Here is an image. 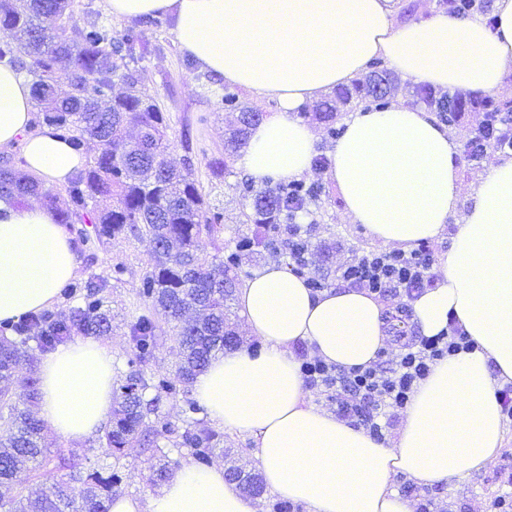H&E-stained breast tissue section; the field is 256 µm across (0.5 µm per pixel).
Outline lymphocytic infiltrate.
Wrapping results in <instances>:
<instances>
[{
  "label": "lymphocytic infiltrate",
  "instance_id": "obj_1",
  "mask_svg": "<svg viewBox=\"0 0 512 512\" xmlns=\"http://www.w3.org/2000/svg\"><path fill=\"white\" fill-rule=\"evenodd\" d=\"M430 266L429 257L416 249L370 252L340 266L337 277L350 287L387 300H411L434 287ZM396 345L395 365L388 369L374 364L346 370L305 357L300 372L308 386L323 389L335 400L338 418L378 440L385 411L405 408L417 384L437 361L474 348L469 336L454 325L437 336L397 337Z\"/></svg>",
  "mask_w": 512,
  "mask_h": 512
}]
</instances>
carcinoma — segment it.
<instances>
[{"mask_svg": "<svg viewBox=\"0 0 512 512\" xmlns=\"http://www.w3.org/2000/svg\"><path fill=\"white\" fill-rule=\"evenodd\" d=\"M439 6L460 18L482 8L480 0H439ZM69 8V0H0V26L15 34L13 42L0 45V62L14 64L30 82L35 122L56 127L77 149L94 140L99 151L71 177L62 193L43 189L33 176H17L13 156L4 153L0 155V198L21 204L39 197L57 223L91 225L90 235L77 230L83 243L92 237L99 242L119 235L150 238L154 253L139 288L146 313L129 325L134 350L130 364L144 363L152 356L161 320L179 350V385L164 376L149 375L141 367L131 368L115 390L118 406L104 429L105 452L116 459L122 448L145 432L156 437L173 434L175 449L186 450L198 466L207 467L220 439L195 417L196 402L184 400L182 426L176 428L160 417L158 399L146 398V392H186L211 359L233 344L235 330L227 302L239 285L233 270L239 267L241 254L215 255L210 260L204 256L203 238L214 236L223 215L206 201L191 159H185L180 169L167 161L168 118L153 100L140 94L129 67L136 60L140 34L129 29L114 35L112 27L94 22L74 43L66 34ZM62 81L68 91L61 97L57 85ZM117 83L126 85V91L113 93ZM397 85L395 75L376 61L363 78L333 90L318 105L329 138L340 134L335 126L339 108L353 104L383 109ZM411 97L412 104L424 106L448 124L474 109L504 124L512 121V100L506 98L484 95L477 99L458 92L438 97L421 87L413 88ZM221 104L237 113L228 137V151L234 152L246 142L261 114L242 105L232 92L224 93ZM130 128L138 129L137 139H128ZM321 193V186L303 182L260 189L245 184L243 198L252 200L246 221L254 228L251 236L239 241L240 248H275L272 232L281 224L295 223L297 214L316 203ZM107 287V279L91 275L61 290L63 298H76L78 305L0 322V381L15 383L0 391V406L6 409L0 413V485L17 491L6 502L8 512H109L120 492L122 478L117 470L106 475L97 469L83 471L65 454L46 448L41 425L28 410L39 394L38 355L55 350L75 332L100 338L112 330ZM24 365L29 375L20 378L17 371ZM152 458L156 459L151 466L153 481L169 478L167 452L156 447ZM48 467L63 476L35 499L24 495L29 475ZM233 480L254 496L264 489L254 472L236 470Z\"/></svg>", "mask_w": 512, "mask_h": 512, "instance_id": "cac0c4a2", "label": "carcinoma"}]
</instances>
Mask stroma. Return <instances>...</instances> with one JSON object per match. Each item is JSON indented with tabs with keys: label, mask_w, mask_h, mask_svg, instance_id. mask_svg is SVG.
<instances>
[{
	"label": "stroma",
	"mask_w": 512,
	"mask_h": 512,
	"mask_svg": "<svg viewBox=\"0 0 512 512\" xmlns=\"http://www.w3.org/2000/svg\"><path fill=\"white\" fill-rule=\"evenodd\" d=\"M71 5L68 35L73 41H80L83 28L94 20L110 25L117 33L132 26L141 30L146 48L138 52L134 64L138 88L170 118L169 159L179 166L184 158H191L204 194L224 215L213 242L205 247V254L210 257L219 251H234L237 241L250 234L252 227L246 222L247 208L242 198L246 175L233 165L225 171L212 167L214 160L224 156L225 129L233 119L232 113L224 111L220 104L224 84L180 49L168 18L143 17L130 22L117 19L108 11L106 0H71ZM314 180L323 186L324 193L309 213L298 217L308 229L312 244L311 261L305 272L310 277L325 278L329 287L336 288L340 285L336 271L341 265L378 251L379 246L361 225L343 219V202L324 168H317ZM74 248L80 261L79 278L97 274L110 280L107 294L116 319L108 340L112 344L114 374L124 376L132 355L127 324L143 307L138 288L149 268L153 244L146 237L120 235L102 244L78 242ZM505 427L503 448L483 470L447 483L415 486L411 500L417 504L429 502L431 512H489L494 499L512 494V485L507 482L512 475V418L506 420ZM44 436L53 447L75 451L85 468L98 469L115 461L106 456L99 436L80 443L63 440L49 430ZM115 462L123 477L124 495L143 501L156 493L149 454L141 442L124 448Z\"/></svg>",
	"instance_id": "stroma-1"
}]
</instances>
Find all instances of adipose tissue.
<instances>
[{
  "label": "adipose tissue",
  "mask_w": 512,
  "mask_h": 512,
  "mask_svg": "<svg viewBox=\"0 0 512 512\" xmlns=\"http://www.w3.org/2000/svg\"><path fill=\"white\" fill-rule=\"evenodd\" d=\"M118 19L163 14L183 52L225 84L276 99L253 127L235 164L256 184L313 172L318 137L300 117L321 95L384 61L417 85L494 94L512 72V0H493L489 18L445 13L412 24L397 0H106ZM29 84L0 64V148L22 145L26 169L64 186L85 163L53 126L33 127ZM328 175L351 223L385 245L410 248L452 230L435 287L412 304L422 335L449 321L473 351L437 362L415 389L393 443L375 441L310 404L294 350L343 369L376 363L387 340L385 307L367 291L313 293L304 277L270 262L237 292L250 335L264 349H225L193 383L196 401L228 434L248 435L266 487L307 512H414L393 486L481 471L503 447L500 389L512 382V157L493 161L456 224L457 150L421 107L356 109L331 151ZM71 237L46 209L0 199V320L55 303L75 278ZM38 415L56 435L81 442L112 410L111 348L92 336L45 354ZM110 512H256L223 466L187 462L147 502L119 495Z\"/></svg>",
  "instance_id": "obj_1"
}]
</instances>
